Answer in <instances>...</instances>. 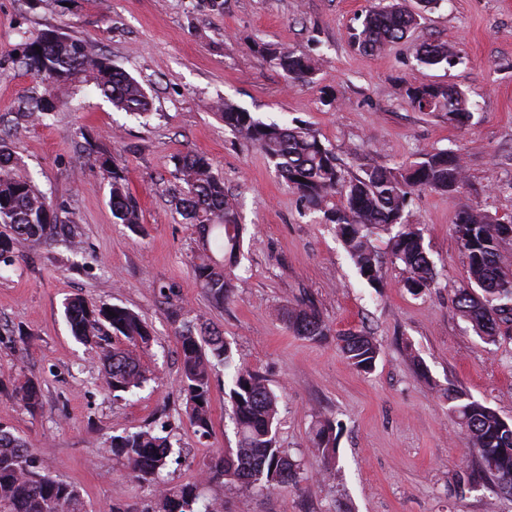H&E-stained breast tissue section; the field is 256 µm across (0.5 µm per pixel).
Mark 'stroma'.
<instances>
[{
	"instance_id": "1",
	"label": "stroma",
	"mask_w": 512,
	"mask_h": 512,
	"mask_svg": "<svg viewBox=\"0 0 512 512\" xmlns=\"http://www.w3.org/2000/svg\"><path fill=\"white\" fill-rule=\"evenodd\" d=\"M389 0H0V115L11 118L36 80L16 67L28 37L57 28L92 38L114 65L140 80L151 97L143 118L113 111L92 89L73 94L45 123H26L11 138L21 173L52 199L60 223L72 224L76 249L19 245L0 270V328L24 334L22 352L0 345V426L27 439L42 470L76 485L86 512H151V487L129 477L109 451L113 435L168 426L180 460L168 484L200 478L211 457L235 447L226 411L223 367L211 380L213 432L196 436L183 415L181 360L168 303L202 312L223 333L238 362L280 394L279 436L301 459L311 484L239 492L204 488L224 512H512V496L463 485L467 441L448 414L455 386L512 420V338L488 344L455 311L467 268L453 233L461 204L512 215V0H440L420 12L408 36L370 54L353 36L366 14ZM456 45L452 68L422 64L421 44ZM295 47L322 60L310 82L287 79L255 45ZM452 85L473 102L468 126L445 113L420 112L412 85ZM226 98L265 123L304 125L332 148L346 174L421 161L434 150L460 153L466 182L449 195H412L404 217L418 225L437 279L428 291L404 288L400 265H383L370 286L356 272L332 225L304 207L255 145L236 138L208 109ZM111 155L141 209L142 232L116 223L110 186L89 161L86 143ZM207 156L239 203L245 226L234 298L213 305L190 260L195 227L170 190L173 156ZM107 302L139 313L154 340L142 354L157 378L113 401L100 385L94 353L74 339L64 317L68 298ZM313 302L332 332L318 342L294 335L278 314ZM374 336L371 372L353 368L335 336ZM29 377L43 390L39 411L14 393ZM336 427L337 459L322 475L309 446L317 420Z\"/></svg>"
}]
</instances>
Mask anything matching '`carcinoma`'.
I'll list each match as a JSON object with an SVG mask.
<instances>
[{"label":"carcinoma","mask_w":512,"mask_h":512,"mask_svg":"<svg viewBox=\"0 0 512 512\" xmlns=\"http://www.w3.org/2000/svg\"><path fill=\"white\" fill-rule=\"evenodd\" d=\"M417 24L416 14L396 2L367 14L358 43L376 53L403 40ZM258 53L293 80L311 78L321 58L307 52L272 45ZM428 67L458 63L455 49L445 43H427L418 50ZM17 62L39 79L41 93L26 96L25 121H43L76 90L91 86L116 110L144 115L150 110L145 87L130 73L112 65L94 44L59 29H47L29 39ZM411 104L420 112H446L459 128L472 118L466 94L451 85L421 84L409 89ZM214 108L236 136L256 146L274 164L280 177L294 189L307 208L323 214L334 225L336 236L348 252L358 274L369 284L381 282L383 259L372 244L380 233L390 234L389 254L403 266L404 287L416 294L433 286L436 270L424 247L419 229L403 220L411 195L437 190L453 193L465 183L461 155L453 150L424 154L423 160L405 169L372 168L346 176L328 146L302 126L265 124L224 99ZM12 124L0 127V264H14L18 245H74L64 224L57 223L51 199L38 190L28 176L17 172L18 158L6 138L16 133ZM94 161L106 173L110 185L112 215L137 232L141 214L128 192L123 169L99 152ZM179 180L175 206L194 224L201 241L192 264L193 276L212 303L222 305L234 296L241 279L239 263L244 225L240 224L236 200L225 193L224 179L202 154L188 151L174 157ZM478 206L462 205L453 232L465 256L469 285L455 295V308L469 321L478 336L495 342L502 325L512 324V254L503 248L508 241L504 224ZM114 315H109V312ZM65 318L72 335L95 348L103 368V386L116 401L148 381L150 370L141 353L150 345L149 325L136 312L102 302L90 304L73 297L65 304ZM175 335L182 363L181 385L185 395V418L196 435H212L211 376L215 366H224L231 377L226 393L236 427L237 446L213 455L201 478L167 486L159 477L175 454L166 428L122 432L111 438L109 450L119 458L134 479L152 487L153 512H221L222 505L204 497L205 483L225 482L239 491L296 487L303 471L300 461L288 456L278 440L279 396L256 371L235 363L232 349L221 332L202 315L189 316L184 308L173 311ZM281 316L295 335L310 340L328 336L330 327L313 305L284 306ZM345 359L355 368L375 367L379 347L372 336L348 331L336 336ZM24 406L35 412L42 404V390L31 379L15 386ZM448 414L465 429L469 452L477 463L476 478L490 484L495 493L512 495V421L472 399L466 392L447 389ZM337 435L333 421L320 420L311 435V445L328 473L336 463ZM0 512H86L79 489L39 470L32 445L0 426Z\"/></svg>","instance_id":"obj_1"}]
</instances>
